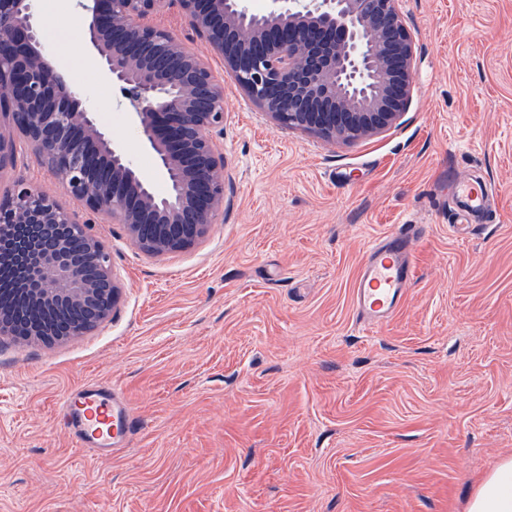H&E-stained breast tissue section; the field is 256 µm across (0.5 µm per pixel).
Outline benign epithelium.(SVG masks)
<instances>
[{"mask_svg":"<svg viewBox=\"0 0 512 512\" xmlns=\"http://www.w3.org/2000/svg\"><path fill=\"white\" fill-rule=\"evenodd\" d=\"M87 43L133 107L168 192L157 195L95 110L76 107L71 81L51 65L35 0H0V175L16 162L15 136L56 175L64 193L102 224H123L153 256L200 241L224 210V86L172 32L146 20L175 7L224 59L238 85L276 125L352 143L396 126L413 91L416 51L398 0H81ZM81 243L74 252V242ZM35 310L19 331L1 299L0 336H81L106 320L120 285L106 244L59 199L24 180L0 199V284Z\"/></svg>","mask_w":512,"mask_h":512,"instance_id":"obj_1","label":"benign epithelium"}]
</instances>
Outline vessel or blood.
Here are the masks:
<instances>
[{
  "label": "vessel or blood",
  "mask_w": 512,
  "mask_h": 512,
  "mask_svg": "<svg viewBox=\"0 0 512 512\" xmlns=\"http://www.w3.org/2000/svg\"><path fill=\"white\" fill-rule=\"evenodd\" d=\"M452 188L460 222L490 212L492 198L483 181L462 178ZM418 234V225L401 224L368 248L353 285L356 318L363 329L381 327L398 309L413 276L412 242ZM115 393L112 387L87 385L66 399L65 414L80 446L109 454L114 434L130 430V417L112 403Z\"/></svg>",
  "instance_id": "1"
}]
</instances>
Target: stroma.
I'll return each instance as SVG.
<instances>
[{
  "mask_svg": "<svg viewBox=\"0 0 512 512\" xmlns=\"http://www.w3.org/2000/svg\"><path fill=\"white\" fill-rule=\"evenodd\" d=\"M417 51L401 123L350 144L274 125L178 14L161 17L224 85V212L151 256L94 231L121 296L94 332L0 341V512H466L512 455V0H399ZM56 69L157 193L119 90L91 65L76 0H37ZM491 214L453 221L450 174ZM61 194L31 150L0 175ZM421 225L382 327L356 321L366 250ZM114 385L138 426L108 457L58 408Z\"/></svg>",
  "mask_w": 512,
  "mask_h": 512,
  "instance_id": "obj_1",
  "label": "stroma"
}]
</instances>
